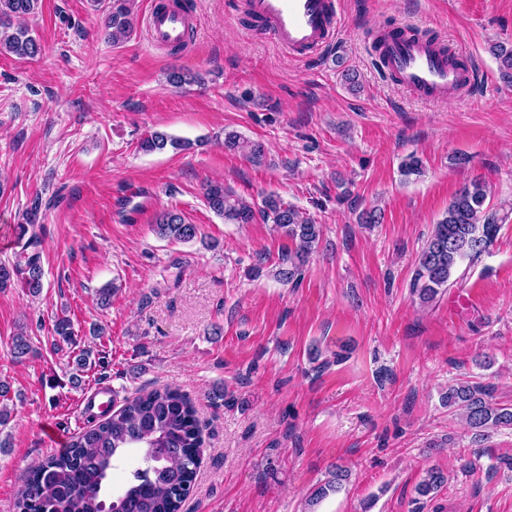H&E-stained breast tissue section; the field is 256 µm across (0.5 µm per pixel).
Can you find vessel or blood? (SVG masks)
<instances>
[{
	"label": "vessel or blood",
	"instance_id": "b4317fda",
	"mask_svg": "<svg viewBox=\"0 0 512 512\" xmlns=\"http://www.w3.org/2000/svg\"><path fill=\"white\" fill-rule=\"evenodd\" d=\"M246 4L255 21L290 55L316 59L336 40L337 0H246ZM147 28L152 41L174 45L186 42L190 22L179 8L154 9ZM379 54L383 71L422 100L465 98L474 81V67L462 53H448L441 41L423 40L405 27L385 39Z\"/></svg>",
	"mask_w": 512,
	"mask_h": 512
}]
</instances>
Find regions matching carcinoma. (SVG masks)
<instances>
[{"instance_id": "cac0c4a2", "label": "carcinoma", "mask_w": 512, "mask_h": 512, "mask_svg": "<svg viewBox=\"0 0 512 512\" xmlns=\"http://www.w3.org/2000/svg\"><path fill=\"white\" fill-rule=\"evenodd\" d=\"M39 0H0V50L34 58L41 44L27 28L19 26L6 32L13 18H24L37 9ZM130 8L124 3L112 6L107 17L108 36L116 43L130 28ZM491 52L499 61L500 77L512 84V46L495 43ZM188 149L191 143L153 132L140 142L144 152L160 151L166 146ZM422 161L411 154L399 165L407 180L421 173ZM208 207L231 224H251L256 213L271 221L288 238L294 249L282 257L276 277L293 283L302 274L308 255L317 247L322 229L299 209L272 196L263 208L253 205L224 187L220 182L205 185ZM501 218L487 205V188L480 180L463 185L448 203L442 218L434 224L422 248L411 283L412 294L421 304H430L458 284L463 274L459 266L474 260L494 243ZM155 232L174 242H188L198 236L199 228L168 210L157 215ZM41 241L30 236L12 262L0 261V290L16 282L37 296L43 289ZM54 334L63 341L76 343L73 323L65 315L56 318ZM33 353L30 338L20 333L13 338L11 356L18 360ZM449 409L460 412L475 436L483 438L498 428H512V406L492 399L491 385L460 381L444 396ZM202 427L191 400L172 388L140 391L127 398L116 410L101 413V420L73 435L60 453L32 464L23 487L14 502V512H181L182 504L194 488L200 466ZM129 456L141 460L121 489H111L112 472ZM349 471L336 467L331 479L310 498L315 505L328 491H338L348 480ZM447 482L440 469L427 470L416 491L422 497L438 492Z\"/></svg>"}]
</instances>
